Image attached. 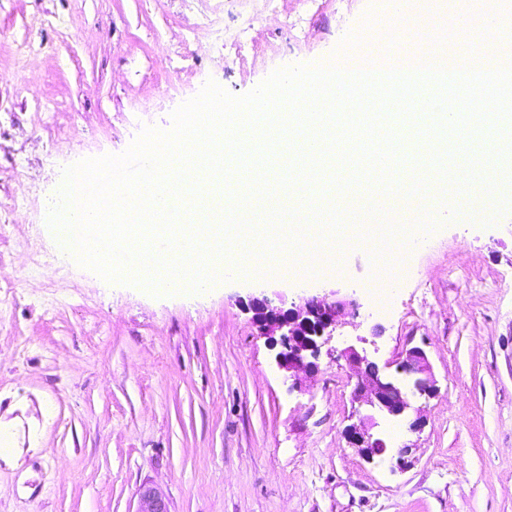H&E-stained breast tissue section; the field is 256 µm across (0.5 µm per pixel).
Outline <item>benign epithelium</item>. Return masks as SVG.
Wrapping results in <instances>:
<instances>
[{
	"label": "benign epithelium",
	"mask_w": 512,
	"mask_h": 512,
	"mask_svg": "<svg viewBox=\"0 0 512 512\" xmlns=\"http://www.w3.org/2000/svg\"><path fill=\"white\" fill-rule=\"evenodd\" d=\"M244 307L253 313L259 334L270 344L281 346L276 354L277 365L300 383L318 369L321 341L336 327L343 303L312 297L302 305L283 310L271 305L266 297H253ZM345 356L358 377L352 401L359 408L368 407V413L355 411L358 421L346 426L344 436L351 447L372 462L390 452L386 440L372 433L376 426L375 415L406 420L413 410L412 398L434 395L433 376L426 353L417 346L406 351L405 359L397 364L393 373L391 365L380 367L352 347L345 350ZM136 512L168 510L162 497L145 489L140 493Z\"/></svg>",
	"instance_id": "obj_1"
}]
</instances>
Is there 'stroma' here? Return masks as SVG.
<instances>
[{
  "label": "stroma",
  "mask_w": 512,
  "mask_h": 512,
  "mask_svg": "<svg viewBox=\"0 0 512 512\" xmlns=\"http://www.w3.org/2000/svg\"><path fill=\"white\" fill-rule=\"evenodd\" d=\"M213 4L229 36L260 12L242 57L213 47L185 0H0V196L17 163L37 188L0 232L53 251L41 202L57 200L67 166L170 130L208 81L242 96L346 54L381 0ZM54 124V144L34 146ZM431 215L440 226L410 239L382 314L379 266L356 245L337 274L272 276L275 258H249L247 274L158 296L74 262L57 277L6 256L0 438L14 455L0 458V512H135L146 487L169 512H512V208L488 225L453 203ZM331 294L347 306L318 372L294 383L242 302ZM350 345L381 365L422 347L437 387L419 433L378 417L391 452L371 462L343 436Z\"/></svg>",
  "instance_id": "obj_1"
}]
</instances>
